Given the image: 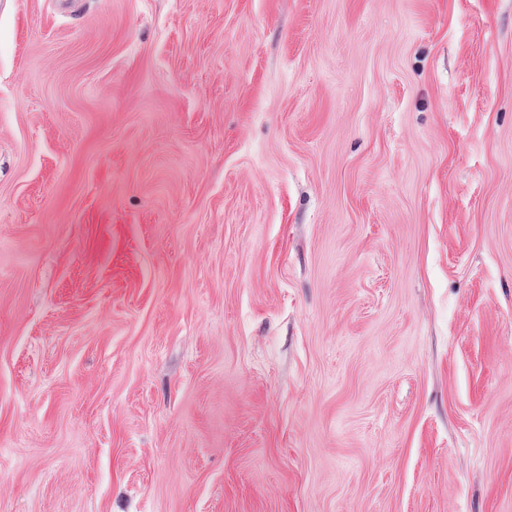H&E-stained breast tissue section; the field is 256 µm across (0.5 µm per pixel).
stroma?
<instances>
[{
	"instance_id": "35a3bbf8",
	"label": "stroma",
	"mask_w": 512,
	"mask_h": 512,
	"mask_svg": "<svg viewBox=\"0 0 512 512\" xmlns=\"http://www.w3.org/2000/svg\"><path fill=\"white\" fill-rule=\"evenodd\" d=\"M0 512H512V0H0Z\"/></svg>"
}]
</instances>
